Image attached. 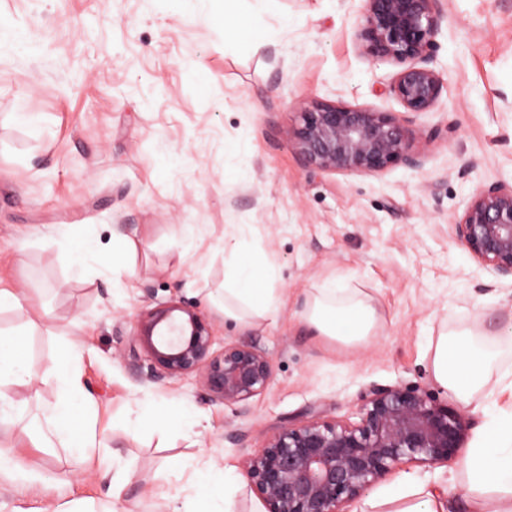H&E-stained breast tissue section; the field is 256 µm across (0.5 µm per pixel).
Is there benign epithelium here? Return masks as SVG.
<instances>
[{
  "label": "benign epithelium",
  "mask_w": 512,
  "mask_h": 512,
  "mask_svg": "<svg viewBox=\"0 0 512 512\" xmlns=\"http://www.w3.org/2000/svg\"><path fill=\"white\" fill-rule=\"evenodd\" d=\"M358 29L364 55L399 70L381 93L408 112L433 108L444 83L431 67L443 19L440 0H363ZM414 137L393 112L316 102L299 112L293 143L310 165L329 172L379 175L403 164L421 166ZM452 234L482 267L512 277V183L480 184L452 224ZM212 324L179 301L137 314L133 370L151 380L193 377L213 399L240 414L272 379L257 345L213 349ZM467 436L458 407L402 385L361 394L359 421L319 415L289 421L243 461L266 512H346L370 485L409 462L433 468L455 461Z\"/></svg>",
  "instance_id": "7a95c632"
}]
</instances>
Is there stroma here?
<instances>
[{
    "label": "stroma",
    "mask_w": 512,
    "mask_h": 512,
    "mask_svg": "<svg viewBox=\"0 0 512 512\" xmlns=\"http://www.w3.org/2000/svg\"><path fill=\"white\" fill-rule=\"evenodd\" d=\"M434 67L444 87L429 111L377 95L395 65L371 64L357 38L362 0H267L253 52L225 42L194 0H0V21L30 49L0 46V289L24 293L0 329L24 335L42 365L7 386L16 410L0 448L20 461L0 476V512H42L104 499L96 462L41 448L51 362L84 348L83 381L108 447L133 463L119 512H161L181 460L230 465L235 512H265L243 458L282 422L317 408L357 421L360 394L408 385L438 401L425 354L442 328L498 334L512 325V279L479 264L451 235L482 183L512 180V0H441ZM336 101L401 116L422 164L372 176L322 172L291 141L302 107ZM249 225L256 255L274 254L284 305L276 319H225L224 229ZM136 249L112 267V237ZM95 263L78 271L77 257ZM352 277L386 320L373 344L348 349L300 318L307 289ZM177 299L213 324L215 348L250 341L273 364L249 415L210 400L192 380L133 373L136 316ZM176 411L173 428L130 434L140 401ZM427 482L459 499L460 464L407 463L391 479Z\"/></svg>",
    "instance_id": "obj_1"
}]
</instances>
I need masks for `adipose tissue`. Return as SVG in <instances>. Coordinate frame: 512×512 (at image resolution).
I'll use <instances>...</instances> for the list:
<instances>
[{
    "label": "adipose tissue",
    "mask_w": 512,
    "mask_h": 512,
    "mask_svg": "<svg viewBox=\"0 0 512 512\" xmlns=\"http://www.w3.org/2000/svg\"><path fill=\"white\" fill-rule=\"evenodd\" d=\"M202 2L208 19L223 24L225 37L247 36L253 50L263 48L257 35L263 18L258 9L260 0H251L243 11L238 0ZM252 249L247 225H237L224 247L225 319L247 322L272 318L281 308L279 268L269 257L248 261ZM304 319L314 335L349 347L369 345L385 326L368 294L334 279L308 293ZM23 347L19 336L0 332V416L14 408L4 386H24L38 375ZM427 355L435 383L466 403L486 384L494 362L469 329L440 331L429 340ZM81 360V351H70L67 365L57 369V392L46 404L44 417L56 444L68 456L86 461L103 458L105 446L92 422L78 426L71 420L72 413L87 402ZM461 470L466 489L462 503H454L423 482L403 479L371 500L370 506L373 512H512V411L486 413ZM230 481V473L216 459L192 465L187 481L171 486L169 512H232L227 495Z\"/></svg>",
    "instance_id": "ef3b65f1"
}]
</instances>
